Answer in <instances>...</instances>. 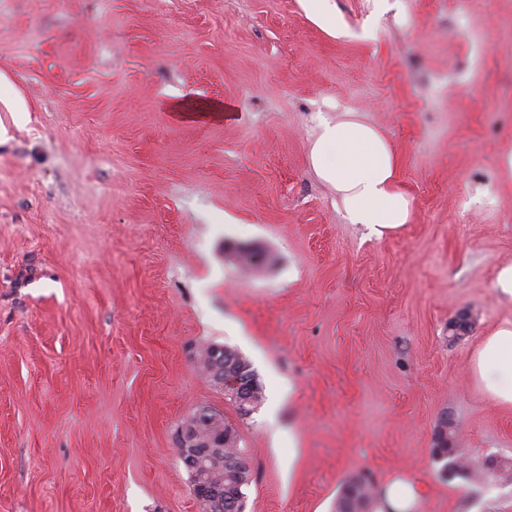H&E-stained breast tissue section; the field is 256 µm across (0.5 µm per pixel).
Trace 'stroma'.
<instances>
[{"instance_id": "35a3bbf8", "label": "stroma", "mask_w": 512, "mask_h": 512, "mask_svg": "<svg viewBox=\"0 0 512 512\" xmlns=\"http://www.w3.org/2000/svg\"><path fill=\"white\" fill-rule=\"evenodd\" d=\"M0 0V512H200L178 432L223 412L254 467L245 512H335L351 477L414 512H512V458L474 372L512 321V0ZM364 113L407 224L367 236L310 149ZM258 249L259 268L236 250ZM469 313L472 330L448 339ZM264 389L240 418L208 344ZM330 0H303V6L312 20L320 27L344 35L342 22L329 2ZM0 88V101L3 102L7 112H29L25 100L15 91L7 77L2 74L0 75ZM220 346L224 349L230 350V353L234 356V359L238 364L244 366L245 368H249L246 373H250L252 375V386L249 389V396L253 403V408L255 409L258 405L263 401V387L259 382V379L253 368H251V364L236 350L229 348L224 345L219 344H210L199 350L197 353V362L200 369L206 374L207 378L210 381H213V377L215 375L216 369L219 365L216 363L212 351L214 347ZM242 371L237 374L230 373L224 375V368L221 369V372L214 379L213 383L217 385L224 393L231 394L236 396L238 392H243L248 387V378L242 375ZM441 448H436V456L439 461L444 462L442 470L444 473L453 472L454 476H469L470 470L463 465L455 454V448H448L447 443H441ZM418 498V490L412 484H406L396 481L387 487L384 491V507L392 509V512H408L407 510L413 507Z\"/></svg>"}]
</instances>
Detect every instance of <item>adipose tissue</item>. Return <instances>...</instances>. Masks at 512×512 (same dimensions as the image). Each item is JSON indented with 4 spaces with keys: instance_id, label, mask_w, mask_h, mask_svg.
Segmentation results:
<instances>
[{
    "instance_id": "obj_1",
    "label": "adipose tissue",
    "mask_w": 512,
    "mask_h": 512,
    "mask_svg": "<svg viewBox=\"0 0 512 512\" xmlns=\"http://www.w3.org/2000/svg\"><path fill=\"white\" fill-rule=\"evenodd\" d=\"M310 158L317 176L335 189L347 223L380 237L408 222L410 203L395 184L396 154L380 130L358 113L323 120ZM476 369L488 395L512 408V322L487 337Z\"/></svg>"
}]
</instances>
